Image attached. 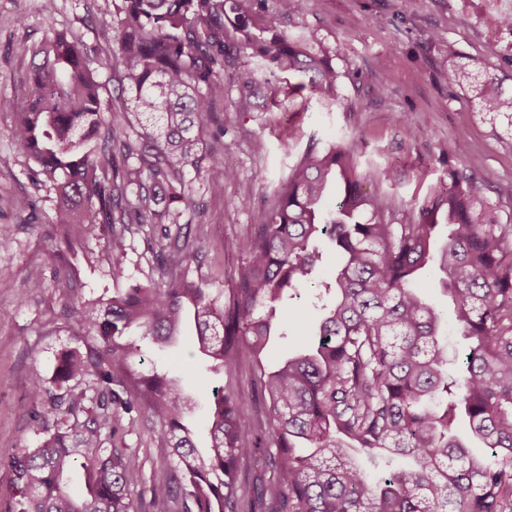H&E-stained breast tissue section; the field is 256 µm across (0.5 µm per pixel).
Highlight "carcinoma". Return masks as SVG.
<instances>
[{
  "instance_id": "cac0c4a2",
  "label": "carcinoma",
  "mask_w": 512,
  "mask_h": 512,
  "mask_svg": "<svg viewBox=\"0 0 512 512\" xmlns=\"http://www.w3.org/2000/svg\"><path fill=\"white\" fill-rule=\"evenodd\" d=\"M300 0H112L113 48L102 67H121L129 112L152 121L108 120L96 69L85 49L62 31L31 50L34 94L13 113L12 134L56 194L52 223L68 248L99 225L111 229L112 267L122 270L126 235L152 224L169 245L161 270L193 254L182 213L159 210V194L186 186L192 170L207 190L224 192L233 172L202 147L203 121L224 91V66L245 58L234 104L254 105L255 70L280 80L297 77L318 100H336L339 73L316 38L288 32L283 19ZM486 24L512 32V8ZM480 110L512 119V95L486 80L475 86ZM362 142L313 141L289 169L257 234L242 248L234 286L214 294L186 274L134 286L106 299L72 301L66 311L86 351L67 350L52 384L36 378L47 399L33 413L44 435L37 448L0 459L15 488L11 512H140L130 488L136 456L103 447L112 415L146 408L162 428L156 463L167 478L151 489L154 512H240V466L259 461L265 477L248 512H512V224H502L476 196L468 177L448 170V183L416 202L417 219L399 217L392 198L362 184L394 179L388 168L361 169ZM338 200L324 208L331 185ZM341 263L328 288L331 302L314 335L273 371L261 355L276 311L288 315V293L315 279L322 239ZM443 273L460 335L469 341L462 367L448 374L441 316L419 291L423 271ZM195 326L194 347L214 367L233 372L251 355L270 429L243 418L245 398L231 388L214 393L210 443L196 448L185 424V397L166 374L131 373L138 353L133 330L167 345ZM88 384L99 408L82 420L79 400L53 389ZM468 423L482 451L460 439ZM407 458L409 465L371 478L354 453ZM80 468L84 491L65 490Z\"/></svg>"
}]
</instances>
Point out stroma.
<instances>
[{"label":"stroma","mask_w":512,"mask_h":512,"mask_svg":"<svg viewBox=\"0 0 512 512\" xmlns=\"http://www.w3.org/2000/svg\"><path fill=\"white\" fill-rule=\"evenodd\" d=\"M506 0H302L299 16L284 22L328 45L339 78V99L322 107L309 94L284 97L280 106L260 103L255 111H235L241 59L224 67V91L203 125L207 152L221 157L234 176L224 192L210 195L202 179L178 204L198 242L186 262L190 277L229 290L240 263L238 245L258 231L259 216L272 204L274 191L310 141L364 142L363 162L396 173L385 184L405 221H413L412 200L424 197L448 177L463 171L479 197L501 223L512 222V126L479 110L467 86L449 81L445 69L461 65L473 75L490 77L512 94V33L489 36L485 18ZM112 0H0V98H21L31 67V49L50 31L66 30L98 60L112 52ZM223 137H214L216 125ZM13 115L0 111V458L41 443L30 414L40 401L31 392L34 376L51 378L62 349L77 346L78 329L69 319L66 299L88 301L135 285L158 281L159 231L144 227L126 238L121 273L112 270L109 228L73 249L60 246L52 223L55 193L34 175L12 137ZM459 153H444L448 140ZM264 150H257V141ZM32 200L42 216L33 224L17 206ZM316 288L298 289L297 317L278 322L263 360L275 366L307 335L320 308ZM131 361L136 373H168L192 400L190 421L203 427L213 390L231 387L246 399L244 417L266 422L250 363L230 373L212 372L189 341L161 349L150 340ZM103 436L107 447L135 454L140 465L135 501L149 502L154 483L165 472L155 463L160 428L147 413L113 417Z\"/></svg>","instance_id":"1"}]
</instances>
